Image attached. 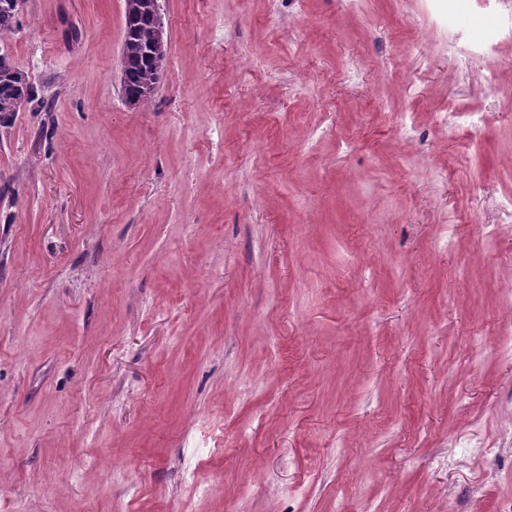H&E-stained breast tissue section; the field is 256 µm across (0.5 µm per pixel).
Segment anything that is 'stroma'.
<instances>
[{"mask_svg":"<svg viewBox=\"0 0 512 512\" xmlns=\"http://www.w3.org/2000/svg\"><path fill=\"white\" fill-rule=\"evenodd\" d=\"M161 13L144 107L123 0L0 44V512H512V0ZM140 0L143 7L135 15L125 17V30L121 55L125 53L128 65L121 83L123 97L133 98L139 105L152 102L161 83L166 66L168 45L159 46L153 36L152 2ZM156 58V68L154 59ZM13 66L6 55L0 56V123L20 112L24 103L38 98L37 91L30 83L21 85L13 80L9 71Z\"/></svg>","mask_w":512,"mask_h":512,"instance_id":"1","label":"stroma"}]
</instances>
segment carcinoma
<instances>
[{
	"mask_svg": "<svg viewBox=\"0 0 512 512\" xmlns=\"http://www.w3.org/2000/svg\"><path fill=\"white\" fill-rule=\"evenodd\" d=\"M142 9L125 17L122 52L128 59L121 83L122 96L133 98L141 105L152 102L163 73L154 64L155 57L168 53V46L156 44L153 36V0H140ZM18 16L0 8V42L14 34ZM13 68L8 57L0 56V122L15 115L23 104L38 98L35 87L21 85L9 74Z\"/></svg>",
	"mask_w": 512,
	"mask_h": 512,
	"instance_id": "cac0c4a2",
	"label": "carcinoma"
}]
</instances>
